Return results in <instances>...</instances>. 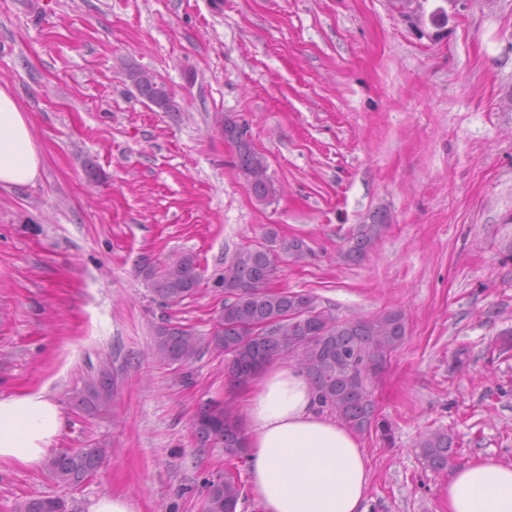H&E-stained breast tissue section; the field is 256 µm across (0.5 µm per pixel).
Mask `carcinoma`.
Here are the masks:
<instances>
[{"label":"carcinoma","mask_w":512,"mask_h":512,"mask_svg":"<svg viewBox=\"0 0 512 512\" xmlns=\"http://www.w3.org/2000/svg\"><path fill=\"white\" fill-rule=\"evenodd\" d=\"M125 73L144 99L153 98L161 88L160 79L133 63ZM224 140L233 148L234 165L260 203L276 198L278 188L268 174L266 157L253 146L252 137L239 131V122L224 118ZM386 224L377 215L360 224L344 254L350 261L363 259L381 237ZM277 231L267 229L263 242L245 245L224 259L216 284L224 291V303L212 318L206 336L170 319L154 327L152 349L169 365L187 367L206 349L228 357V377L244 383L265 365L281 357H293L312 382L318 407L326 409L349 429L362 433L377 425V408L370 393V381L388 364L404 343L408 324L399 310L375 318L339 319L316 304L306 292L277 290L273 278L278 272ZM139 276L150 284L161 305L174 307L195 295L203 282L197 258L190 254L146 262ZM114 393L112 372L106 366L90 376L76 393L79 408L89 416L110 411ZM192 431L199 448L224 449V473L207 481L200 512H229L241 494L235 461L245 454L242 423L230 410L207 402L192 418ZM418 454L426 467L440 470L453 455V438L444 429L426 431L417 442ZM101 448L61 451L48 464L60 483L76 487L99 469ZM60 497H33L21 501L16 512H68Z\"/></svg>","instance_id":"cac0c4a2"}]
</instances>
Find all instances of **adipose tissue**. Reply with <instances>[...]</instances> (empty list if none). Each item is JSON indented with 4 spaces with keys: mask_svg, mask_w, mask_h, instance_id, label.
<instances>
[{
    "mask_svg": "<svg viewBox=\"0 0 512 512\" xmlns=\"http://www.w3.org/2000/svg\"><path fill=\"white\" fill-rule=\"evenodd\" d=\"M41 155L18 102L0 86V186L38 179ZM241 398L250 490L264 512H365L368 460L349 429L321 415L310 380L297 367L270 364ZM65 428L45 392L0 397V462L40 467ZM448 512H512V463L477 456L452 467L441 490Z\"/></svg>",
    "mask_w": 512,
    "mask_h": 512,
    "instance_id": "obj_1",
    "label": "adipose tissue"
}]
</instances>
